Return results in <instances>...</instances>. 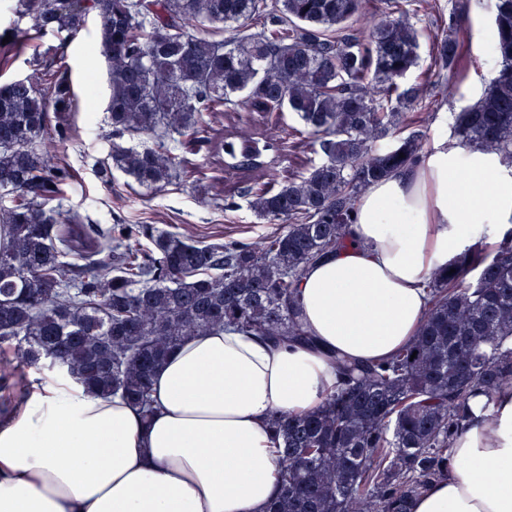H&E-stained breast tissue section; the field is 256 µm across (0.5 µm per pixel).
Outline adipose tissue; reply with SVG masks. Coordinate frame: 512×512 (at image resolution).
<instances>
[{
  "mask_svg": "<svg viewBox=\"0 0 512 512\" xmlns=\"http://www.w3.org/2000/svg\"><path fill=\"white\" fill-rule=\"evenodd\" d=\"M356 211L344 246L299 281L311 344L190 337L156 370L148 418L71 376L31 371L0 416V512H264L280 472L270 413L318 408L337 385L332 355L380 362L410 344L432 272L478 234L512 230V176L497 156L443 140ZM469 407L447 476L413 512H512V388Z\"/></svg>",
  "mask_w": 512,
  "mask_h": 512,
  "instance_id": "adipose-tissue-1",
  "label": "adipose tissue"
}]
</instances>
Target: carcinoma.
I'll list each match as a JSON object with an SVG mask.
<instances>
[{
    "label": "carcinoma",
    "instance_id": "obj_1",
    "mask_svg": "<svg viewBox=\"0 0 512 512\" xmlns=\"http://www.w3.org/2000/svg\"><path fill=\"white\" fill-rule=\"evenodd\" d=\"M381 2L370 11L366 0H274L270 10L266 0H16L3 58L49 32L73 39L89 14L98 19L112 134L102 179L117 169L164 189L191 171L204 127L238 107L295 113L322 155L276 187L245 190L249 209L278 225L255 243L102 229L62 206L72 175L57 151L75 97L67 69L52 58L26 84H0V347L18 367L57 360L90 392H120L149 416L156 369L190 336L232 327L313 343L299 278L343 246L359 195L422 158L423 135L403 134L409 111L430 107L439 81L466 78L459 32L483 0H451L435 81L404 87L420 60L418 30L398 0ZM490 8L494 74L452 113L451 133L511 169L512 0ZM385 138L394 144L376 148ZM208 143L231 168H269L246 128ZM427 290L411 345L372 365L336 358L340 382L318 409L269 418L281 468L265 512H412L424 486L448 475L470 397L512 386V232L435 269Z\"/></svg>",
    "mask_w": 512,
    "mask_h": 512
}]
</instances>
